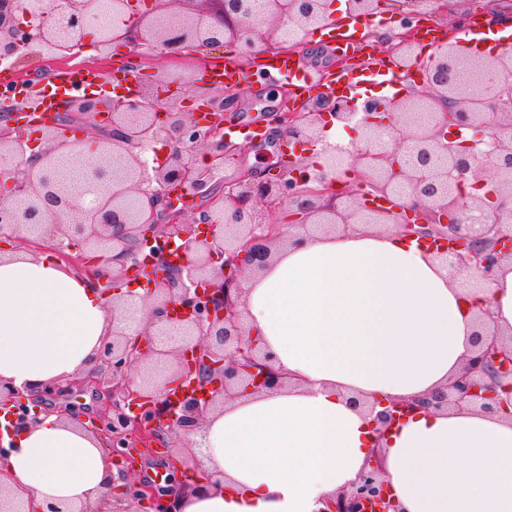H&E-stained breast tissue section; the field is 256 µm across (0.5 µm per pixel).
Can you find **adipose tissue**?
<instances>
[{"label": "adipose tissue", "instance_id": "adipose-tissue-1", "mask_svg": "<svg viewBox=\"0 0 512 512\" xmlns=\"http://www.w3.org/2000/svg\"><path fill=\"white\" fill-rule=\"evenodd\" d=\"M463 281L396 224L301 235L246 277L244 334L287 384L225 401L206 419L211 483L181 512H320L377 443L403 512H512V415L432 409L379 441L352 404L445 387L473 350L481 313L512 330V263L481 289ZM121 319L52 248L0 252V380L24 388L91 369ZM0 476L36 512L88 500L111 512L120 481L100 441L54 413L17 436Z\"/></svg>", "mask_w": 512, "mask_h": 512}]
</instances>
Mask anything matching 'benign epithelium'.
I'll return each mask as SVG.
<instances>
[{"label":"benign epithelium","instance_id":"7a95c632","mask_svg":"<svg viewBox=\"0 0 512 512\" xmlns=\"http://www.w3.org/2000/svg\"><path fill=\"white\" fill-rule=\"evenodd\" d=\"M386 0H345V13L372 19ZM148 15L135 16L131 43L159 48L172 58L222 47L238 56L281 48L287 26L301 35L293 47L334 18L323 0H268L261 23L245 0H152ZM16 0H0V63L37 46L51 55L70 53L88 37L97 46L114 42L95 22L97 0H30L25 22L15 16ZM468 19L467 0H414L387 11L403 33L379 41L378 54L398 60V70L417 73L416 85L386 101L367 98L358 111L326 95L292 112H265L262 118L288 142L308 153L288 155L271 165L272 176L253 171L224 182L214 194L224 165L249 142L224 134L229 99L205 98L206 112H189L175 97L177 85L161 80L117 98L104 93L67 96L48 122L29 123L18 113L0 129V234L33 248L58 241L57 256L84 268L102 293L123 304V325L104 342L99 359L112 370L104 380L95 368L84 376L22 391L0 382V408L7 432L26 427L41 414L46 392L59 399L94 388L95 413L80 418L74 406L56 413L76 419L103 440L119 465L124 497L150 502L153 512H179L176 494L141 483L129 464L137 448L167 447L200 431L202 421L224 399L284 386L273 356L246 340L241 326V282L261 270L281 238L276 214L307 228L347 224H400L407 235L437 239L438 259L489 280L504 260L512 261V48L471 56L481 110L449 91L447 75L466 58L457 43H439L421 64L416 24L428 11ZM336 124L356 134L348 145L332 143L326 128ZM97 149L91 176L97 186L87 202L67 174L51 162L66 151L84 162V145ZM200 198L206 205L191 222L171 199ZM478 224L480 229L472 231ZM114 264L108 271L107 264ZM146 273V303L117 295L128 272ZM142 374L133 377L128 370ZM464 402L483 409L512 408V337L504 341L488 316L478 317L473 352L463 372L431 395L381 400L369 415L378 433L404 417ZM0 512H30V504L0 485ZM323 512H403L375 454L354 486L326 501Z\"/></svg>","mask_w":512,"mask_h":512}]
</instances>
